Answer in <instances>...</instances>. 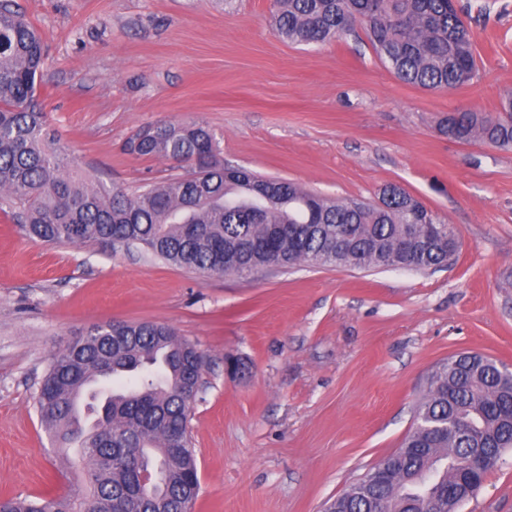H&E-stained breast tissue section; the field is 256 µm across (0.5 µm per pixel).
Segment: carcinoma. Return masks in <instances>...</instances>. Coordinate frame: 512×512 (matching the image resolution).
<instances>
[{
    "mask_svg": "<svg viewBox=\"0 0 512 512\" xmlns=\"http://www.w3.org/2000/svg\"><path fill=\"white\" fill-rule=\"evenodd\" d=\"M271 27L294 44H327L361 29L405 83L455 89L476 76L475 37L457 24L455 0H273ZM46 50L38 32L0 0V194L22 211L34 242L140 249L204 274L349 266H444L453 227L399 187L380 203L336 200L301 185L224 164L202 123L148 126L130 153L186 161L182 177L137 193L66 171L37 100ZM459 142L512 148V95L496 112H451ZM196 347L163 324L106 322L52 359L35 408L53 447L83 449L75 496L0 497V512H191L199 475L186 395H197ZM512 448V370L462 352L438 363L401 448L333 499L326 512H426V501L461 504ZM163 478L139 483L143 467Z\"/></svg>",
    "mask_w": 512,
    "mask_h": 512,
    "instance_id": "1",
    "label": "carcinoma"
}]
</instances>
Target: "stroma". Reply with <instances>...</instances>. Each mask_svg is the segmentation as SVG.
Wrapping results in <instances>:
<instances>
[{"label":"stroma","instance_id":"stroma-1","mask_svg":"<svg viewBox=\"0 0 512 512\" xmlns=\"http://www.w3.org/2000/svg\"><path fill=\"white\" fill-rule=\"evenodd\" d=\"M44 39L39 92L70 167L136 193L186 165L127 152L157 123H206L225 163L330 198L398 186L451 224L428 270L264 267L207 275L138 251L36 244L0 198V496H62L78 467L34 397L52 357L105 322L169 325L203 355L190 416L193 512H322L394 452L434 366L476 351L512 365V149L439 130L512 93V0H458L479 77L399 80L362 33L327 45L273 34V0H17ZM247 360L230 376L225 361ZM460 512H512V451Z\"/></svg>","mask_w":512,"mask_h":512}]
</instances>
